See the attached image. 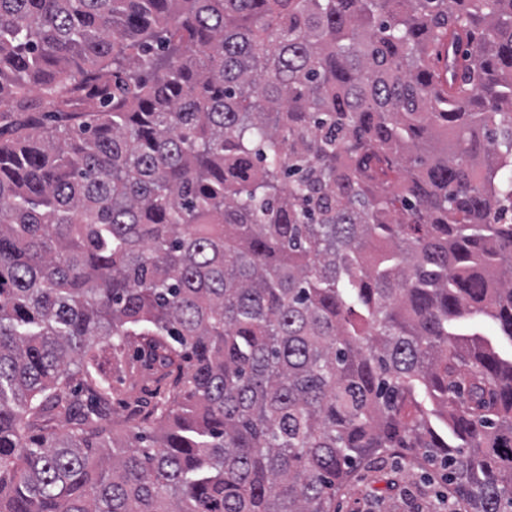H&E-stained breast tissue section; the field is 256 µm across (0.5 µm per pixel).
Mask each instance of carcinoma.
Segmentation results:
<instances>
[{
  "label": "carcinoma",
  "mask_w": 512,
  "mask_h": 512,
  "mask_svg": "<svg viewBox=\"0 0 512 512\" xmlns=\"http://www.w3.org/2000/svg\"><path fill=\"white\" fill-rule=\"evenodd\" d=\"M5 134L0 512H512V0H0ZM447 497L433 468L397 457L361 467L336 495V512H446Z\"/></svg>",
  "instance_id": "1"
}]
</instances>
